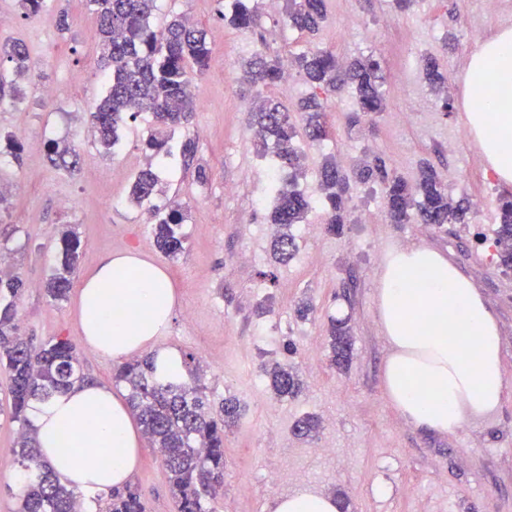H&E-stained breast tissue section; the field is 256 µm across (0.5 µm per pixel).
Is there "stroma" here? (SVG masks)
<instances>
[{
  "label": "stroma",
  "mask_w": 512,
  "mask_h": 512,
  "mask_svg": "<svg viewBox=\"0 0 512 512\" xmlns=\"http://www.w3.org/2000/svg\"><path fill=\"white\" fill-rule=\"evenodd\" d=\"M230 0H156L151 19L161 28L169 16H189L207 33L212 52L199 80V105L185 135L193 140L190 161L173 155L158 166L163 192L154 203H188L185 251L170 258L148 245L147 214L131 203L129 186L145 162L141 142L152 123L141 113L122 134L112 154L85 138L86 112L107 88L98 63L96 16L86 0H44L40 11L22 14L16 0H0L12 22L0 28V46L26 45L40 84L22 80L23 96L0 100V182L8 189L0 205V244L11 261L0 273L26 285L18 301L19 332L41 341L51 336L80 340L76 295L54 303L43 284L58 257L64 225L78 228L83 243L79 274L108 252L131 248L150 253L176 292L177 306L161 343L174 353L200 360L212 403L236 397L243 412L224 434V493L212 512H271L277 492L310 485L343 494L348 512H512V277L503 274L489 243L497 201L508 189L483 163L462 116L464 63L475 48L472 25L491 37L512 12L499 0H415L398 11L392 0H327L326 17L315 36L288 24L284 0H259L250 30L224 23ZM70 30L58 29L60 11ZM459 45L442 53L449 33ZM320 48L352 58L371 54L384 76L386 109L370 127H352L357 113L351 93L329 98V137L319 144L298 136L306 156L300 187L316 195L318 169L332 156L349 165L381 156L399 175L412 180L428 165L448 185L452 197L472 202L468 226L393 224L386 217L382 187L352 183L355 221L343 234L323 227L321 207L307 216L315 233L299 238L288 263H274L265 202L272 156L260 155L250 134V112L240 94L241 65L258 51L290 56ZM438 56L448 75L449 108H442L422 76L426 57ZM80 82H73V75ZM54 90L45 98L43 88ZM404 112L408 122L394 121ZM13 134L22 144L13 160L3 141ZM67 141L82 156L70 173L46 159L49 141ZM208 171L198 183L197 166ZM422 244L445 254L479 289L495 313L503 336L508 387L492 414L456 434L422 433L388 404L383 388L387 344L376 315L381 262L394 247ZM310 297L315 311L299 319L295 305ZM348 319L354 337L350 366L329 361V316ZM295 355L284 356V341ZM288 360L305 383L301 395L280 400L271 393L264 362ZM306 414L321 418L318 434L297 437L293 426ZM281 486L271 490L270 473ZM146 512H176L167 471L156 449L142 446L132 479Z\"/></svg>",
  "instance_id": "35a3bbf8"
}]
</instances>
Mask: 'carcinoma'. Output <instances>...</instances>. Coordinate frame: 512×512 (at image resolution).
Segmentation results:
<instances>
[{"label": "carcinoma", "mask_w": 512, "mask_h": 512, "mask_svg": "<svg viewBox=\"0 0 512 512\" xmlns=\"http://www.w3.org/2000/svg\"><path fill=\"white\" fill-rule=\"evenodd\" d=\"M97 14L98 47L101 59L110 68L106 94L87 112L95 138L104 152L119 140L128 121L142 112L152 115L154 127L143 139L146 163L135 174L130 198L138 205L150 204V234L154 246L168 257L184 252L182 232L184 207L173 203L160 208L152 200L160 193L155 164L161 155H170L168 143L176 130L196 110L195 79L208 69L211 47L205 32L187 16L170 20L161 30L152 28L150 19L156 0H87ZM258 0H233L222 18L230 26L252 27ZM289 25L308 34L316 33L326 15L325 0H286ZM310 85L336 93L345 88L354 92L359 111L365 115L385 110L384 77L379 62L361 55L349 62L319 49L303 51L284 59L257 52L242 71L240 83L254 114L252 135L261 154L273 149L279 177L270 212L275 231L272 240L276 259L290 260L298 249L295 228L305 223L311 199L299 188L305 171V156L295 147L298 130L290 109L263 95L285 78L284 62ZM29 52L19 43L0 49V96L15 99L21 94L16 83L29 75ZM424 78L442 106L449 107L448 77L433 57L426 58ZM301 113L307 139L320 143L329 137L324 120L326 105L312 94L296 105ZM56 167L74 170L80 163L75 147L53 142L47 154ZM383 186L389 218L405 216L418 224H466L469 206L448 195V186L430 168L421 170L414 182L388 170L376 156L362 159L344 170L336 158L327 157L318 173L317 192L327 218L326 230L340 235L351 223L352 207L348 197L350 180ZM61 259L47 279L44 290L50 300L67 299L76 275L82 241L76 228L68 225L60 234ZM493 244L499 266L512 265V199L499 198ZM24 289L19 278H0V367L8 374L12 422L18 437L14 463L23 481L17 512H85L83 494L65 485L39 456L35 429L28 410L35 401L47 402L58 394L88 382L76 345L63 336L50 337L34 344L30 336L18 334L17 300ZM353 336L346 319L329 324L331 364L348 366ZM186 375L169 376L158 371L152 357L131 359L115 371L113 380L125 386L130 408L142 427L143 436L159 449L168 472L169 490L178 512H208L209 500L224 491V429L240 417L239 402L228 397L213 410L201 383L200 367L191 352L181 355ZM270 386L278 397L294 398L303 382L292 366L273 361L265 368ZM318 420L307 414L293 426L296 435L312 436ZM104 512H145L137 486L127 485L114 491L106 503L96 499V508Z\"/></svg>", "instance_id": "obj_1"}]
</instances>
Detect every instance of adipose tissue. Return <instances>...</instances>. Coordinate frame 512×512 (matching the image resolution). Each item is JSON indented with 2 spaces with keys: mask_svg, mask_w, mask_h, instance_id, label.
Listing matches in <instances>:
<instances>
[{
  "mask_svg": "<svg viewBox=\"0 0 512 512\" xmlns=\"http://www.w3.org/2000/svg\"><path fill=\"white\" fill-rule=\"evenodd\" d=\"M465 77L463 120L485 164L512 185V27L480 44ZM176 304L169 277L154 260L136 250L108 254L79 286L82 339L115 360L154 355L165 373L180 374L177 355L159 346ZM376 311L390 348L384 394L406 423L448 435L501 405L507 381L498 320L444 255L423 245L389 250ZM30 416L42 459L71 488L95 494L132 479L140 433L111 385L72 388L33 403Z\"/></svg>",
  "mask_w": 512,
  "mask_h": 512,
  "instance_id": "obj_1",
  "label": "adipose tissue"
}]
</instances>
